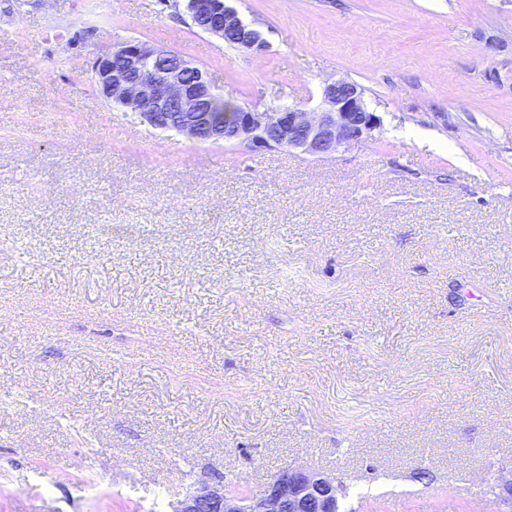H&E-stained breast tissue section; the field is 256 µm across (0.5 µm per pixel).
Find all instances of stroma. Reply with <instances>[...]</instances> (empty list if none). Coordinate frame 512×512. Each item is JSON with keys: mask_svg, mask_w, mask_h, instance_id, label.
Listing matches in <instances>:
<instances>
[{"mask_svg": "<svg viewBox=\"0 0 512 512\" xmlns=\"http://www.w3.org/2000/svg\"><path fill=\"white\" fill-rule=\"evenodd\" d=\"M0 0V512H174L214 473L340 512H499L512 476V0ZM87 32L75 44L74 33ZM223 100L381 119L317 159L98 91L127 41ZM186 8L197 28L225 41L231 40L243 50L261 52L265 49L261 33L245 24L224 0H188Z\"/></svg>", "mask_w": 512, "mask_h": 512, "instance_id": "35a3bbf8", "label": "stroma"}]
</instances>
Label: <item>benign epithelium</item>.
<instances>
[{
	"label": "benign epithelium",
	"mask_w": 512,
	"mask_h": 512,
	"mask_svg": "<svg viewBox=\"0 0 512 512\" xmlns=\"http://www.w3.org/2000/svg\"><path fill=\"white\" fill-rule=\"evenodd\" d=\"M187 11L199 29L238 48L261 52V33L245 24L224 0H187ZM94 81L107 99L130 107L150 125L196 140L237 143L248 148H285L327 158L368 138L380 119L364 90L344 78L327 83L319 111L291 104L260 112L235 109V118L216 128L204 124L207 106L217 100L206 71L184 56L138 41L126 42L97 55ZM344 484L337 476L287 469L256 497H240L221 480H201L179 501L176 512H339Z\"/></svg>",
	"instance_id": "1"
}]
</instances>
